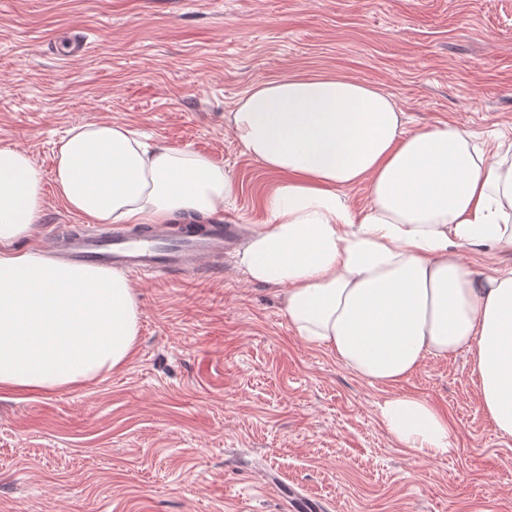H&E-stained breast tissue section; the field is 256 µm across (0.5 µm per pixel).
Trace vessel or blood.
Wrapping results in <instances>:
<instances>
[{
    "mask_svg": "<svg viewBox=\"0 0 512 512\" xmlns=\"http://www.w3.org/2000/svg\"><path fill=\"white\" fill-rule=\"evenodd\" d=\"M236 230L216 217L204 229L172 234L169 225H150L147 233L126 228H100L95 233H66L58 242L60 252L77 264L119 268L137 276H186L203 262L223 260L234 248Z\"/></svg>",
    "mask_w": 512,
    "mask_h": 512,
    "instance_id": "vessel-or-blood-1",
    "label": "vessel or blood"
}]
</instances>
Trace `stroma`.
<instances>
[{"label":"stroma","instance_id":"stroma-1","mask_svg":"<svg viewBox=\"0 0 512 512\" xmlns=\"http://www.w3.org/2000/svg\"><path fill=\"white\" fill-rule=\"evenodd\" d=\"M73 31L88 50L56 56ZM317 74L391 94L407 130L447 122L492 146L512 138V0H0V146L46 179L28 247L85 225L53 176L62 138L96 121L230 169L225 218L266 223L279 176L224 114L256 83ZM129 282L125 366L58 394L0 392V512H288V488L325 512H512V439L484 412L469 353L372 385L296 336L235 258ZM402 392L447 417V453L387 434L379 406Z\"/></svg>","mask_w":512,"mask_h":512}]
</instances>
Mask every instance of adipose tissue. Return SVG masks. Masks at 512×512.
<instances>
[{
    "instance_id": "adipose-tissue-1",
    "label": "adipose tissue",
    "mask_w": 512,
    "mask_h": 512,
    "mask_svg": "<svg viewBox=\"0 0 512 512\" xmlns=\"http://www.w3.org/2000/svg\"><path fill=\"white\" fill-rule=\"evenodd\" d=\"M224 124L280 176L238 264L248 280L281 288L296 334L386 386L427 359L470 353L482 407L512 438V272L476 280L459 254L512 249V142L488 154L448 123L406 132L391 95L322 75L258 83ZM54 185L67 208L112 224L207 215L236 189L230 170L112 122L69 131ZM356 185L370 200L360 212L346 194ZM43 204L40 167L0 147L2 391L89 385L137 345L138 303L123 274L22 248ZM379 413L401 447L437 457L452 445L446 416L424 397L390 396Z\"/></svg>"
}]
</instances>
